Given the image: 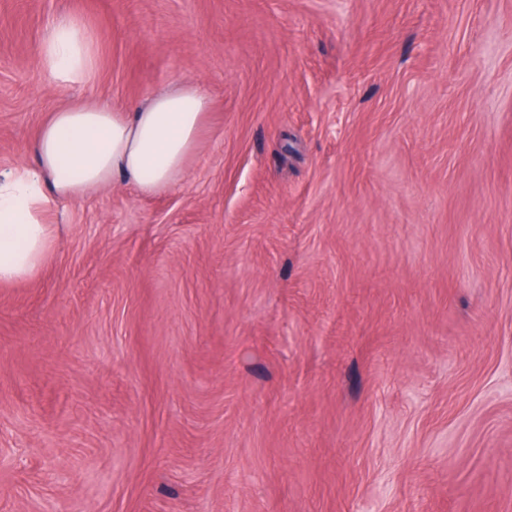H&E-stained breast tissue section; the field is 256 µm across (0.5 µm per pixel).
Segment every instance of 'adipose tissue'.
<instances>
[{
  "instance_id": "adipose-tissue-1",
  "label": "adipose tissue",
  "mask_w": 512,
  "mask_h": 512,
  "mask_svg": "<svg viewBox=\"0 0 512 512\" xmlns=\"http://www.w3.org/2000/svg\"><path fill=\"white\" fill-rule=\"evenodd\" d=\"M35 57L58 88L89 85L98 74L94 36L69 17L48 29ZM209 109L203 88L189 83L131 112L98 102L52 112L33 143L34 165L0 177V283L33 279L45 265L59 230L49 221L58 200L118 184L150 195L183 181Z\"/></svg>"
}]
</instances>
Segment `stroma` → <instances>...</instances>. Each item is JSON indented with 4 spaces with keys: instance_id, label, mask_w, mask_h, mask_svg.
<instances>
[{
    "instance_id": "35a3bbf8",
    "label": "stroma",
    "mask_w": 512,
    "mask_h": 512,
    "mask_svg": "<svg viewBox=\"0 0 512 512\" xmlns=\"http://www.w3.org/2000/svg\"><path fill=\"white\" fill-rule=\"evenodd\" d=\"M186 80L184 181L0 285V512H512V0H0V169ZM35 57L46 80L57 88L90 85L98 74L95 38L73 18L62 17L48 29Z\"/></svg>"
}]
</instances>
